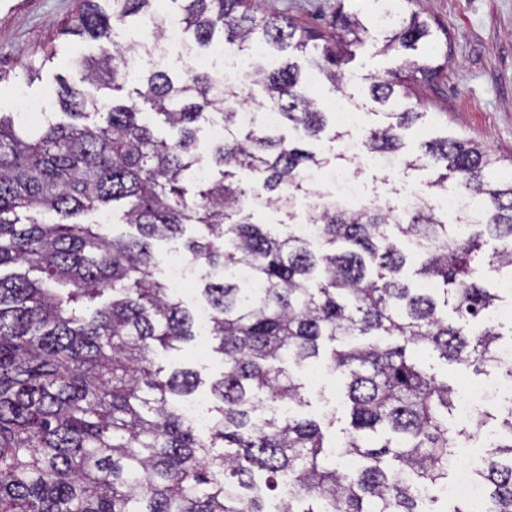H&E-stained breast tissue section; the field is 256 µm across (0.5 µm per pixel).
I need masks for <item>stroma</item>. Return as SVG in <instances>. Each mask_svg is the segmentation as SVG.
Returning <instances> with one entry per match:
<instances>
[{"instance_id":"35a3bbf8","label":"stroma","mask_w":512,"mask_h":512,"mask_svg":"<svg viewBox=\"0 0 512 512\" xmlns=\"http://www.w3.org/2000/svg\"><path fill=\"white\" fill-rule=\"evenodd\" d=\"M404 13L419 12L437 34L448 37V60L442 72L431 82L417 85L416 94L426 117L423 123L407 131V153H415L423 140L459 135L478 141L499 159L502 174H512V0H397ZM368 19L373 0H255L258 15L290 20L304 27L329 29L337 6ZM77 0H27L23 9L12 13L0 11V111L22 114L30 102L42 100L56 87L57 77L78 81L79 74L71 59L81 54H101L102 45L58 37L57 31L75 12ZM55 40L58 52L47 63L43 79L26 84L22 64L27 55ZM394 66L392 56L379 52L372 36L356 49L344 70L350 80L340 90L330 83L318 87V102L333 111L341 99L362 97L369 75ZM343 171L360 184L363 201L375 200L397 205L398 194L427 178L426 172L409 174L384 171L375 167L368 156L348 158ZM212 339L200 333L195 340L177 350L155 349L151 358L165 370L189 367L197 371L202 383L195 394L202 407H210L209 382L223 370L220 357L212 352ZM427 372L449 380L460 398L478 397L481 389L494 381V374H475L445 361L438 354L419 352ZM304 400L299 411L305 416L336 417L327 434L342 440L347 426L340 404V380L336 374L315 364L299 370Z\"/></svg>"}]
</instances>
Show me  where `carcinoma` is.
Returning <instances> with one entry per match:
<instances>
[{"label": "carcinoma", "mask_w": 512, "mask_h": 512, "mask_svg": "<svg viewBox=\"0 0 512 512\" xmlns=\"http://www.w3.org/2000/svg\"><path fill=\"white\" fill-rule=\"evenodd\" d=\"M200 48L215 34L249 59L246 83L225 84L206 69L168 72L135 66L113 42L119 26L163 36L169 16L156 0H80L62 36L110 43L101 56L79 55L91 96L58 79V121H15L0 113V512H442L425 503L417 482L448 479L461 438L472 433L448 418L456 391L425 372L407 348L439 353L476 374L501 372L500 336L476 323L499 296L477 281L486 264L512 274V179L495 176L498 159L458 136L434 138L419 154L403 152L402 131L421 120L411 85L441 71L438 43L415 13L373 0L379 53L395 68L370 77V100L386 109L369 129L368 151L397 161L404 173L431 168L415 205L352 208L335 199L311 219L277 232L251 221L246 201L265 197L293 214L309 193L306 178L330 161L306 142L331 131L298 63L270 64L290 49L310 56L316 75L343 84V65L368 33L339 8L326 35L292 21L258 19L251 0H170ZM57 55L51 41L24 63L41 77ZM277 110L271 127L240 121L252 86ZM173 131L160 138L138 102ZM99 121L87 122L91 115ZM217 115L224 139L202 159L200 120ZM251 174L236 180V170ZM454 193L469 206L448 223L431 200ZM110 205L136 233L115 236L76 218ZM184 241L206 268L201 295L212 313L213 351L224 371L210 385L208 437H198L176 402L202 384L197 372L164 373L150 353L192 340L194 317L155 277V243ZM415 262L421 284L404 268ZM112 292L86 317L77 308ZM457 314L448 322L445 309ZM323 362L345 385L350 422L336 450L361 461L356 476L336 467L322 424L298 414L260 418L265 401L302 403L292 368ZM477 473L483 512H512V408L485 450ZM293 493L282 500L283 477Z\"/></svg>", "instance_id": "cac0c4a2"}]
</instances>
